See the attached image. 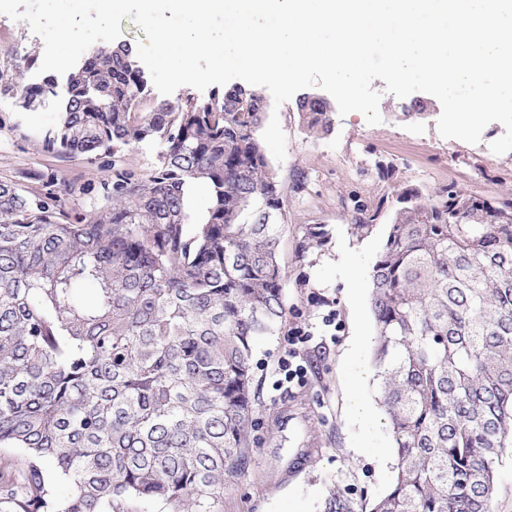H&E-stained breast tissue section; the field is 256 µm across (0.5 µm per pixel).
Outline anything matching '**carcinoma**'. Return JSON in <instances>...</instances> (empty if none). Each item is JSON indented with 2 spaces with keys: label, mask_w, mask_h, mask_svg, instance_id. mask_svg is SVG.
Masks as SVG:
<instances>
[{
  "label": "carcinoma",
  "mask_w": 512,
  "mask_h": 512,
  "mask_svg": "<svg viewBox=\"0 0 512 512\" xmlns=\"http://www.w3.org/2000/svg\"><path fill=\"white\" fill-rule=\"evenodd\" d=\"M42 144L63 155L161 146L153 170L115 174L77 222L0 181V468L14 512H221L245 475L253 344L286 319L279 244L284 187L257 136L270 103L235 84L152 96L124 45L91 47L68 72L9 82L30 110L57 96ZM301 127L334 106L301 97ZM208 188L202 220L185 188ZM389 224L355 204L352 233L379 231L371 272L377 387L396 451L369 512H491L512 444V201L450 187L405 190ZM327 236L301 229V260ZM68 485L63 494L59 486ZM323 512H355L330 493Z\"/></svg>",
  "instance_id": "obj_1"
}]
</instances>
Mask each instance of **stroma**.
I'll list each match as a JSON object with an SVG mask.
<instances>
[{"mask_svg": "<svg viewBox=\"0 0 512 512\" xmlns=\"http://www.w3.org/2000/svg\"><path fill=\"white\" fill-rule=\"evenodd\" d=\"M44 46L28 23L0 15V71L16 78L35 77L29 57H42ZM381 91L380 124L360 113L336 117L329 135L312 137L298 127L295 101L281 105L278 116L286 136V156L273 162L284 186L281 262L287 320L254 349L255 428L248 470L224 489L223 512H322L330 491L370 506L389 489L393 440L378 400L371 348H364L366 376L352 385L350 350L358 336H374L370 274L381 246L380 235L365 239L350 229L354 203L382 205L388 224L398 195L417 188L428 193L453 186L465 195L494 203L512 200V152L497 155L489 145L504 128L489 124L482 141L472 145L442 138L439 100L424 92L399 98ZM424 102L425 116L411 114ZM53 101L31 110L0 98V180L15 181L54 197L59 210L73 216L101 207L104 178L125 169L147 174L158 146L142 143L118 155L65 156L46 151L41 134L51 122ZM391 168L384 179L380 168ZM307 224L325 225L324 242L296 259L295 239ZM335 328L322 326L328 310ZM313 325L310 340L296 344V361L306 369L302 382L274 388L277 362L289 346L288 334ZM369 404L373 423L361 424L352 411L354 398Z\"/></svg>", "mask_w": 512, "mask_h": 512, "instance_id": "stroma-1", "label": "stroma"}]
</instances>
